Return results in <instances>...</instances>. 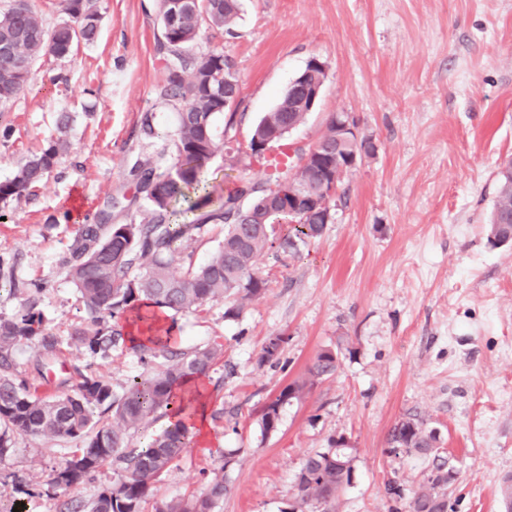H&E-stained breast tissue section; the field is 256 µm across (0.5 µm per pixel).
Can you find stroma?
Wrapping results in <instances>:
<instances>
[{
	"instance_id": "1",
	"label": "stroma",
	"mask_w": 512,
	"mask_h": 512,
	"mask_svg": "<svg viewBox=\"0 0 512 512\" xmlns=\"http://www.w3.org/2000/svg\"><path fill=\"white\" fill-rule=\"evenodd\" d=\"M102 16L94 43L74 56L41 57L36 80L0 105V182L64 137L71 149L31 192L0 203V316L23 306L67 338L85 317L65 261L78 223L60 219L82 205L94 224L108 196L132 194L131 169L156 139L144 124L172 130L175 112L156 107L163 75L155 0H94ZM224 50L241 95L232 134L248 143L310 59L326 80L317 106L288 141L316 143L332 116L358 122L373 149L360 154L331 201L334 220L299 255L274 251L262 265L269 286L239 318L227 301L201 315H168L173 348L212 340L225 364L205 384L213 441L193 444L157 480L156 502L202 494L213 460L231 456V490L214 512H288L304 459L331 439L347 443L351 482L336 512H406L431 466L413 452H390L391 428L423 420L457 474L448 512H506L512 482V243L491 242L496 173L512 157V0H242L233 32L203 33L198 51ZM70 114L59 129L61 114ZM287 338L279 361L259 363L268 337ZM340 348V369L307 386L262 433L264 407L305 378L316 355ZM93 364L113 390L144 372L132 344L89 358L68 347L49 359L40 344L18 347L20 376L50 379ZM0 482L19 512H55L57 500L91 502L120 475L107 471L47 491L73 442L13 433ZM404 488L386 495L388 480Z\"/></svg>"
}]
</instances>
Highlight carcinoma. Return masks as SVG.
<instances>
[{
  "mask_svg": "<svg viewBox=\"0 0 512 512\" xmlns=\"http://www.w3.org/2000/svg\"><path fill=\"white\" fill-rule=\"evenodd\" d=\"M11 0L0 13V40L12 49L0 53V103L6 104L30 88L34 65L44 55L66 59L80 44L95 41L102 16L91 0H61L67 19L53 27L32 4ZM161 35L157 50L165 59L162 79L154 89L155 105L177 112L175 130L160 135L151 124L145 132L160 141L158 150L131 170L134 193L128 205L110 199L99 223L83 224L77 231L67 261V274L79 291L86 312L84 322L63 342L50 333L40 313L24 307L12 317H0V459L10 450V433L35 438H65L76 444L72 455L55 470L54 488L75 486L106 469L122 474L119 483L103 487L87 512H141L154 482L188 450V427L172 421L148 445L138 448L131 438L141 427L160 418L186 412L176 401L175 382L187 377L206 378L224 359V343L213 340L188 350L170 348V329L157 325L155 310L201 313L211 304L234 296L237 304L224 317L237 318L245 303L259 297L268 279L261 274L263 259L274 248L297 252L298 243L320 237L325 229L321 201L322 177L339 184L347 173L336 167V118H331L307 162L275 171L265 181L248 173L246 161L256 146L268 139L281 141L288 126L303 124L306 113L296 107L290 89L273 111L254 126L246 148H226L233 116L217 135L213 118L224 113V51L193 52L202 29L232 30L241 12L240 0H157ZM68 149L65 140L49 142L30 158L13 179L0 182V202L35 188L58 164ZM232 154L230 168L238 174L216 193L208 178L213 160ZM313 196L298 212L269 213L282 182ZM498 196L488 232L497 243L512 241V158L498 172ZM137 206L139 218L116 223L112 210ZM210 225H220L223 239L208 260L197 265L189 245ZM149 322L151 335L137 344L141 359L165 360L162 368L147 372L128 389L114 392L110 381L92 364L74 366L58 385L42 369L21 378L16 374L14 351L24 342L38 340L52 357L61 345L73 344L92 355L106 356L124 344L129 318ZM285 338L276 335L263 346L260 361L279 359ZM338 352L317 354L308 373L321 380L337 373ZM301 386L285 387L262 411L259 425L268 433L277 428L280 408L296 397ZM438 433L411 419L394 425L389 446L404 448L432 459L431 468L411 499L414 512H435L434 499L448 496L447 461L437 447ZM338 441L307 457L298 475L296 512L313 506L335 512L337 493L351 480L352 458L336 466ZM228 461L212 464L204 493L198 497L161 502L155 512H213L227 493Z\"/></svg>",
  "mask_w": 512,
  "mask_h": 512,
  "instance_id": "obj_1",
  "label": "carcinoma"
}]
</instances>
